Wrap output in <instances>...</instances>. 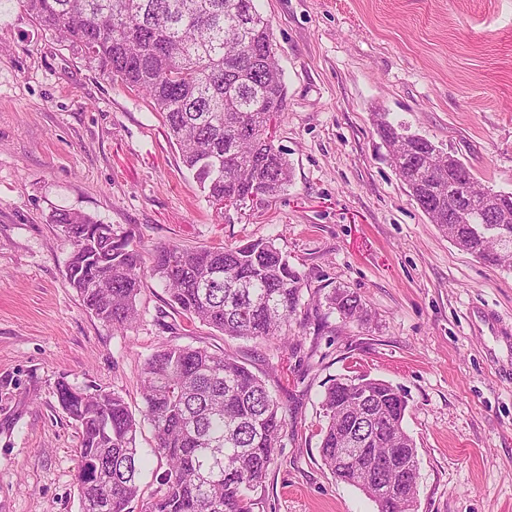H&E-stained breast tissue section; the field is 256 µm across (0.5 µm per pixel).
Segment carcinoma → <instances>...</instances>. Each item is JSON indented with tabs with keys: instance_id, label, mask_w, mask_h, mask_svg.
<instances>
[{
	"instance_id": "carcinoma-1",
	"label": "carcinoma",
	"mask_w": 512,
	"mask_h": 512,
	"mask_svg": "<svg viewBox=\"0 0 512 512\" xmlns=\"http://www.w3.org/2000/svg\"><path fill=\"white\" fill-rule=\"evenodd\" d=\"M44 30L95 63L107 81L144 94L177 145L208 202L237 208L278 195L291 181L284 149L270 132L285 110L282 69L270 22L254 0H25ZM395 174L409 196L458 248L512 269V193L481 188L471 170L430 140L377 114ZM465 200V217L448 209ZM53 223L73 244L66 274L87 311L114 330L138 317L142 256L129 236L62 210ZM152 275L192 322L231 338L288 347L290 319L302 306L304 276L271 241L234 247L156 249ZM328 308L345 322L367 323L356 292L337 288ZM142 419L122 396L63 385L59 403L81 433L76 481L80 504L97 512H133L140 498L141 420L155 431L165 460L159 490L144 512H254L282 447L287 420L265 380L233 356L167 345L142 367ZM323 464L370 498L377 512H412L419 460L403 426L407 401L391 384L349 376L332 380L321 401ZM356 440L355 446L351 440ZM392 456L385 474L371 465Z\"/></svg>"
}]
</instances>
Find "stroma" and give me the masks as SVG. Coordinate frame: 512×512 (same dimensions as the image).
<instances>
[{"label": "stroma", "mask_w": 512, "mask_h": 512, "mask_svg": "<svg viewBox=\"0 0 512 512\" xmlns=\"http://www.w3.org/2000/svg\"><path fill=\"white\" fill-rule=\"evenodd\" d=\"M284 73L275 142L292 180L271 199L217 212L141 94L110 84L0 6V512H81L80 432L60 386L143 408L141 368L167 344L234 354L265 377L288 422L254 512H376L323 465L322 394L365 374L398 388L418 450L415 512H512V271L462 251L411 199L376 130L388 113L512 192V0H258ZM84 213L156 248L271 239L305 277L291 347L187 324L151 274L140 319L112 332L66 275L53 214ZM356 291L366 325L329 312Z\"/></svg>", "instance_id": "stroma-1"}]
</instances>
